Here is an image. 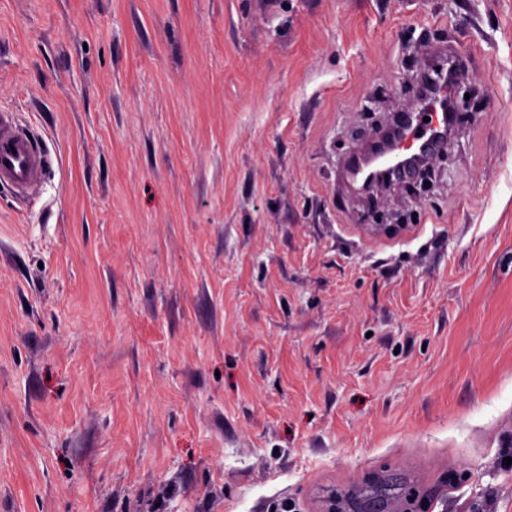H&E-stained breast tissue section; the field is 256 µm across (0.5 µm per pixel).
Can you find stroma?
I'll return each instance as SVG.
<instances>
[{
	"label": "stroma",
	"mask_w": 512,
	"mask_h": 512,
	"mask_svg": "<svg viewBox=\"0 0 512 512\" xmlns=\"http://www.w3.org/2000/svg\"><path fill=\"white\" fill-rule=\"evenodd\" d=\"M426 191L345 158L433 45ZM0 512H512V0H0ZM49 166L47 155L20 130L12 115L0 113V183L24 196Z\"/></svg>",
	"instance_id": "35a3bbf8"
}]
</instances>
